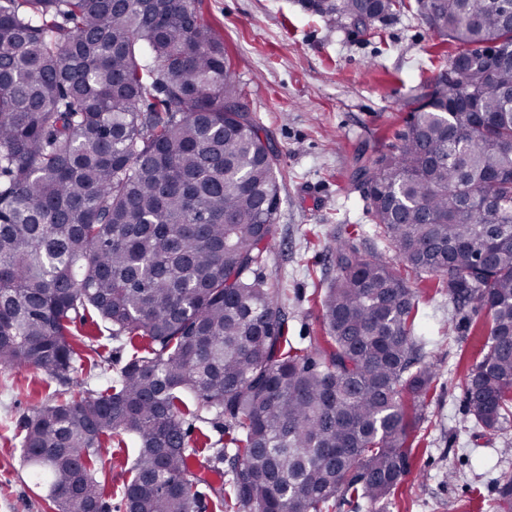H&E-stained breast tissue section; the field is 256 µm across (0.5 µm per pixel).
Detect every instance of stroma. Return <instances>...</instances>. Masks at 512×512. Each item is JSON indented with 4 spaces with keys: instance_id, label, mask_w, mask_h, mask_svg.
<instances>
[{
    "instance_id": "stroma-1",
    "label": "stroma",
    "mask_w": 512,
    "mask_h": 512,
    "mask_svg": "<svg viewBox=\"0 0 512 512\" xmlns=\"http://www.w3.org/2000/svg\"><path fill=\"white\" fill-rule=\"evenodd\" d=\"M202 12L223 37L244 103L279 158L282 234L265 271L286 293L289 336L306 345L325 333L319 294L336 275L337 237L393 258L353 171L397 144L412 100L441 76L442 58L455 46L412 13L364 27L312 14L300 0H203ZM407 281L419 299L421 363L435 379L413 426L411 470L388 512H492L498 476L512 472V426L475 428L461 387L485 311L475 302L458 305L428 279L411 274ZM76 328L97 337L99 348L70 380L0 366V512H54L23 462V422L42 405L100 389L103 364L131 353L95 312H85ZM104 446V500L109 512H125L134 449L120 435Z\"/></svg>"
}]
</instances>
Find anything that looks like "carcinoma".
Instances as JSON below:
<instances>
[{
	"instance_id": "obj_1",
	"label": "carcinoma",
	"mask_w": 512,
	"mask_h": 512,
	"mask_svg": "<svg viewBox=\"0 0 512 512\" xmlns=\"http://www.w3.org/2000/svg\"><path fill=\"white\" fill-rule=\"evenodd\" d=\"M202 0H0V366L66 379L94 310L148 346L103 390L23 422L56 512H104L103 436L138 445L128 512H384L410 472L434 379L417 295L436 277L487 321L462 390L474 426L512 425V0H303L356 24L416 12L456 43L393 150L357 170L392 264L336 238L325 336H287L262 276L281 234L278 159ZM228 421L229 491L195 465L200 411ZM493 512H512L503 474Z\"/></svg>"
}]
</instances>
